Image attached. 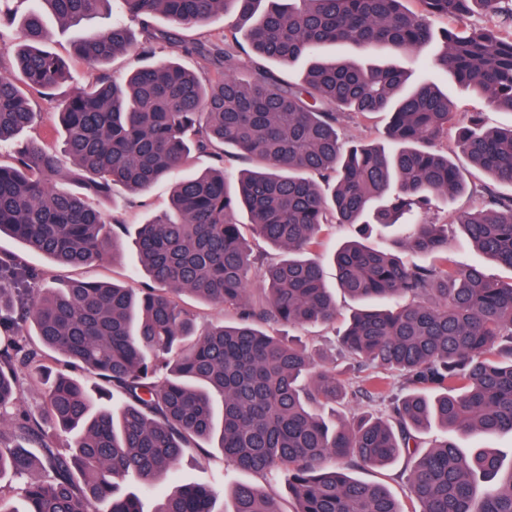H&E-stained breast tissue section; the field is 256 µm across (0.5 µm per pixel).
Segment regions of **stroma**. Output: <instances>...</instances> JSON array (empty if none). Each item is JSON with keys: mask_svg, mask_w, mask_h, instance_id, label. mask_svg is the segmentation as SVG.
Masks as SVG:
<instances>
[{"mask_svg": "<svg viewBox=\"0 0 512 512\" xmlns=\"http://www.w3.org/2000/svg\"><path fill=\"white\" fill-rule=\"evenodd\" d=\"M112 17L109 14H101L90 20L88 26L105 30L111 27ZM48 30L47 47L62 58H70L73 44L82 36L85 27H64L54 18H47ZM439 40H432L419 50L411 53L381 52L379 62L395 63L407 71L412 82L427 81L437 84L448 91V96L453 105L461 112H477L482 117L483 126L488 130L507 129L512 127V112L498 110L488 105L485 99L474 89L456 84L445 73L437 69L434 58L439 50ZM72 78L70 87H84L96 81L100 74H108L111 80L122 81L133 70L142 66L143 61L136 51H128L113 58L107 66H99L84 61L71 60ZM457 128H449L448 136L443 140L441 147L447 151L450 158L463 171L467 187L450 199L448 203L434 207L430 217L436 223L448 227V256L460 266L472 264L482 265L487 275L495 280H512V268L482 257L471 245L459 225L453 224L452 217L455 212L468 210L479 206L483 201L485 187H492L501 195L512 194V185L497 182L482 170L473 167L467 156L457 144ZM213 161L205 154L193 155L189 163L172 173L170 177L158 181L144 197L132 195L125 187L113 186L109 199H101L89 196V203L99 209L106 218L118 221L125 228L123 237L125 248L117 259H104L93 262L80 268L64 267L41 257L34 256L35 264L41 266L49 280L62 283L72 278L87 281H108L122 284L131 288H141L147 282L145 275L136 274L138 265L134 239L139 224L148 218L163 214L168 209L171 187L176 180L187 175L204 171L212 167ZM397 236L396 230L385 229L375 224H337L327 234L315 257L321 263L324 278L328 286L334 287V299L336 301V321L332 324H315L305 326H292L286 328L285 333L296 336L306 342L312 351L322 355L327 365L337 363L340 346L339 333L345 320L355 308L354 302L342 291L336 290V267L331 257L336 248L345 241L356 239L369 246L390 250L394 247ZM172 483H201L209 485L216 493L219 502H229L230 490L239 482L260 484L259 476L225 470L224 460L220 452H212L211 455L197 454L186 455L177 471L171 477Z\"/></svg>", "mask_w": 512, "mask_h": 512, "instance_id": "35a3bbf8", "label": "stroma"}]
</instances>
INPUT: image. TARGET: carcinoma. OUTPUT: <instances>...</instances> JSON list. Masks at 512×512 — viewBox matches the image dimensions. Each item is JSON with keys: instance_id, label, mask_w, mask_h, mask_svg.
Returning <instances> with one entry per match:
<instances>
[{"instance_id": "1", "label": "carcinoma", "mask_w": 512, "mask_h": 512, "mask_svg": "<svg viewBox=\"0 0 512 512\" xmlns=\"http://www.w3.org/2000/svg\"><path fill=\"white\" fill-rule=\"evenodd\" d=\"M0 30L18 24L16 72L0 74V146L40 126L37 93L57 110L64 153L39 136L0 159V233L55 263L81 267L117 256L123 239L86 201L122 185L143 195L194 153L217 165L178 181L170 208L139 225L140 269L154 283L136 291L72 280L42 288V272L0 256V405L21 373L37 387L41 411L0 421V477L22 482L23 508L0 494V512H143L134 481L150 490L190 449L217 448L236 468L272 481L284 474L296 512H405L382 484L348 467L414 458L406 475L412 512H512V465L490 448L465 452L470 434L512 432V281L489 279L478 265L448 259V225L428 214L435 201L465 189L461 169L438 150L448 126L474 166L512 185V128L485 131L477 116L454 109L448 93L394 65L317 59L327 43L416 51L430 41L429 18L448 19L434 64L491 106L512 112V0H34L4 11ZM120 8L143 34L135 41L117 18L75 42L76 60L106 64L136 46L149 57L178 43L175 29L222 14L224 47L184 44L224 69L201 78L175 61L144 65L117 84L58 99L68 63L46 47L44 13L78 25ZM479 10L484 25L467 23ZM163 16L172 28L153 27ZM245 31L248 47L238 33ZM310 59L288 81L263 62ZM251 66L250 78L235 72ZM388 112V146L346 145L343 123ZM231 148L255 167L234 180L224 172ZM247 210L253 236L281 253L266 264L237 222ZM398 225L397 247L434 256L423 266L350 241L333 257L338 287L357 301L340 346L352 383L326 367L283 326L332 323L336 303L321 265L310 258L326 228ZM482 254L512 268V198L486 191L482 206L459 212ZM262 278L264 298L250 297ZM235 311L204 330L183 297ZM94 374L89 388L49 362ZM403 379L396 390L388 374ZM388 403L389 414L354 412L339 422L318 410L352 402ZM438 421L446 436L419 453L415 432ZM42 449V457L30 452ZM153 512H279L258 487L238 483L231 508L211 489L185 484Z\"/></svg>"}]
</instances>
